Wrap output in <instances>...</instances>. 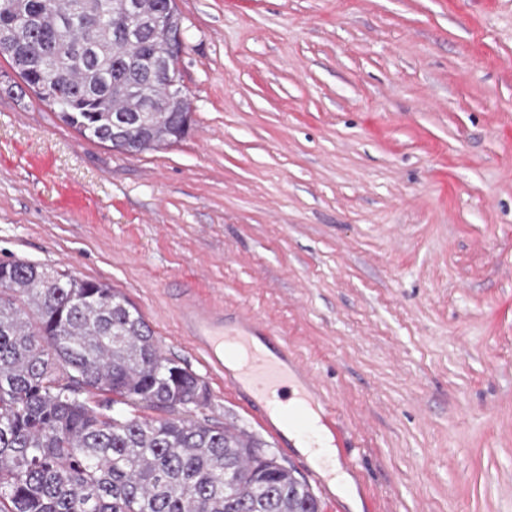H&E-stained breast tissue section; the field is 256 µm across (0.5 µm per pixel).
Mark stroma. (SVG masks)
<instances>
[{
    "instance_id": "35a3bbf8",
    "label": "stroma",
    "mask_w": 512,
    "mask_h": 512,
    "mask_svg": "<svg viewBox=\"0 0 512 512\" xmlns=\"http://www.w3.org/2000/svg\"><path fill=\"white\" fill-rule=\"evenodd\" d=\"M194 123L79 134L0 57V260L123 292L207 371L176 305L248 307L336 411L361 512H512V0H176Z\"/></svg>"
}]
</instances>
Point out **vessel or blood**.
<instances>
[{
	"label": "vessel or blood",
	"instance_id": "vessel-or-blood-1",
	"mask_svg": "<svg viewBox=\"0 0 512 512\" xmlns=\"http://www.w3.org/2000/svg\"><path fill=\"white\" fill-rule=\"evenodd\" d=\"M178 307L182 336L204 354L208 370L226 388L245 395L248 413L278 441L287 440L289 428L308 424L303 413L287 425L273 414L274 405L291 398L316 409L327 429H335V412L318 399L312 378L276 348L273 337L249 310L228 311L222 303L194 291L182 292Z\"/></svg>",
	"mask_w": 512,
	"mask_h": 512
}]
</instances>
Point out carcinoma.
<instances>
[{"label": "carcinoma", "instance_id": "obj_1", "mask_svg": "<svg viewBox=\"0 0 512 512\" xmlns=\"http://www.w3.org/2000/svg\"><path fill=\"white\" fill-rule=\"evenodd\" d=\"M125 21L124 0H0V34L18 37L5 56L62 122L156 151L186 136L191 112L130 70L164 34L131 44ZM130 82L164 111H139ZM204 387L118 289L0 261V512H320L307 481L246 430L194 417Z\"/></svg>", "mask_w": 512, "mask_h": 512}]
</instances>
